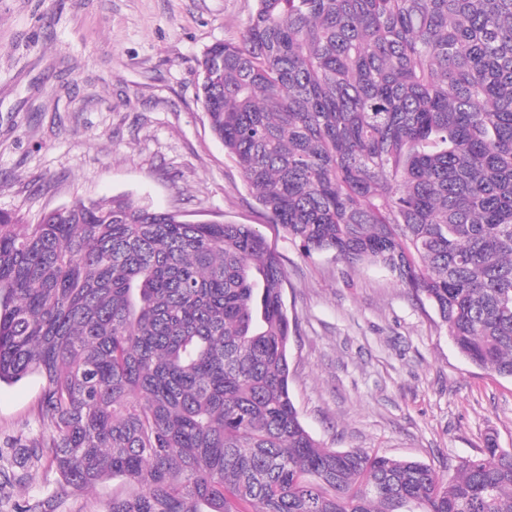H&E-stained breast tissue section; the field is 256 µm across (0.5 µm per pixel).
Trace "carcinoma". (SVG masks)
Instances as JSON below:
<instances>
[{
  "mask_svg": "<svg viewBox=\"0 0 512 512\" xmlns=\"http://www.w3.org/2000/svg\"><path fill=\"white\" fill-rule=\"evenodd\" d=\"M198 98L265 213L307 254L385 268L458 352L512 378V0H257L206 52ZM276 253L247 224L129 196L26 224L0 211V383L35 374L56 512H512V449L448 478L325 447L288 384ZM129 490L120 481H112L111 478L103 481L94 490L76 491L71 499L60 506L59 512H104L106 504L112 500L113 491Z\"/></svg>",
  "mask_w": 512,
  "mask_h": 512,
  "instance_id": "obj_1",
  "label": "carcinoma"
}]
</instances>
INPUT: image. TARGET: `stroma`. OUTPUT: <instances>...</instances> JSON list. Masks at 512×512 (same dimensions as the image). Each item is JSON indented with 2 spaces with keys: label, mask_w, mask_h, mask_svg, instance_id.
<instances>
[{
  "label": "stroma",
  "mask_w": 512,
  "mask_h": 512,
  "mask_svg": "<svg viewBox=\"0 0 512 512\" xmlns=\"http://www.w3.org/2000/svg\"><path fill=\"white\" fill-rule=\"evenodd\" d=\"M256 0H0V210L34 224L75 199L131 194L190 221L252 225L280 257L290 393L326 447L447 473L512 448V379L473 365L429 302L378 266L305 254L271 223L197 99V72ZM37 376L0 385V466L36 436ZM32 469L0 512L46 496Z\"/></svg>",
  "instance_id": "1"
}]
</instances>
